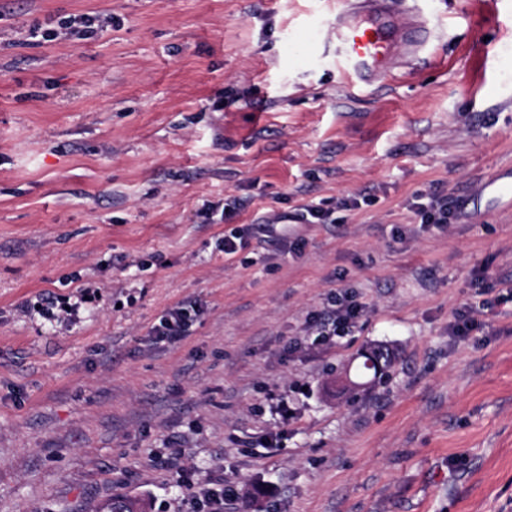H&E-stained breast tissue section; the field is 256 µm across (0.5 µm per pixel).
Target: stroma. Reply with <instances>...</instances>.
<instances>
[{"label":"stroma","instance_id":"35a3bbf8","mask_svg":"<svg viewBox=\"0 0 512 512\" xmlns=\"http://www.w3.org/2000/svg\"><path fill=\"white\" fill-rule=\"evenodd\" d=\"M416 2L439 38L357 86L316 47L336 0H0V512H183L186 467L237 483L224 512H512V302L448 336L476 274L512 279V208L423 231L406 207L512 165V0ZM84 13L92 37L26 36ZM349 194L373 201L216 248ZM84 287L75 323L41 314ZM338 289L367 309L314 344ZM183 300L188 338L151 348ZM372 344L384 376L337 392ZM335 213V208H324L320 205H301L294 209V213L275 214L269 219L268 223L270 224L261 225L259 229L272 233L274 226L272 224H279L288 220L300 224H337L340 222V218L334 216Z\"/></svg>","mask_w":512,"mask_h":512}]
</instances>
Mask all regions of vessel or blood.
Wrapping results in <instances>:
<instances>
[{
    "mask_svg": "<svg viewBox=\"0 0 512 512\" xmlns=\"http://www.w3.org/2000/svg\"><path fill=\"white\" fill-rule=\"evenodd\" d=\"M437 28L409 0H338L324 45L348 80L370 85L418 60ZM486 197L512 201V168L497 170L458 197L459 212Z\"/></svg>",
    "mask_w": 512,
    "mask_h": 512,
    "instance_id": "b4317fda",
    "label": "vessel or blood"
}]
</instances>
